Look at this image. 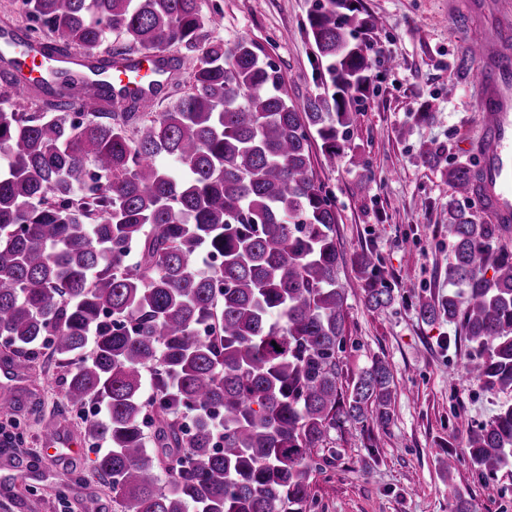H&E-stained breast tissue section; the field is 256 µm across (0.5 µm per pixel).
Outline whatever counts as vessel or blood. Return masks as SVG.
Masks as SVG:
<instances>
[{"instance_id": "obj_1", "label": "vessel or blood", "mask_w": 512, "mask_h": 512, "mask_svg": "<svg viewBox=\"0 0 512 512\" xmlns=\"http://www.w3.org/2000/svg\"><path fill=\"white\" fill-rule=\"evenodd\" d=\"M482 61L498 59L503 68L486 81L487 90L480 103L486 128V146L482 151L481 179L475 196L482 214L493 224H512V50L501 44L478 41L474 44ZM157 58L143 54L123 59L113 65L114 102L123 105L128 93L138 101L152 98L141 89L140 78L156 67Z\"/></svg>"}]
</instances>
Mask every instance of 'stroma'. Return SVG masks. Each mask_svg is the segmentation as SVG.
Instances as JSON below:
<instances>
[{"instance_id":"stroma-1","label":"stroma","mask_w":512,"mask_h":512,"mask_svg":"<svg viewBox=\"0 0 512 512\" xmlns=\"http://www.w3.org/2000/svg\"><path fill=\"white\" fill-rule=\"evenodd\" d=\"M214 20L213 35L242 38L269 50L289 98L304 104L325 93L315 48L306 33L315 0H201ZM363 12L382 17L384 28L365 33L373 47L376 92L350 133L351 155L328 165L320 140L311 151L315 175L336 203V243L344 255L338 279L346 290L343 355L345 377L384 358L395 388L391 419L333 434L335 460L318 474L315 512H454L464 496L471 512H512V465L481 475L464 459L466 432L457 416L488 422L512 393L486 390L466 372L468 349L458 326L447 319L424 321L419 299L448 292L453 246L440 214L453 194L444 171L469 164L479 153L483 114L481 66L459 76L462 47L491 30V19L470 0H360ZM416 112L432 113L413 121ZM380 257L394 290L386 307L364 300L354 258L363 250ZM63 371L55 364L25 379L0 382V403L25 408L23 440L4 435L0 415V512H112L110 490L91 474L98 450L84 444L80 455L50 447L45 425L81 436L84 412L66 407ZM459 461L454 470L440 461Z\"/></svg>"}]
</instances>
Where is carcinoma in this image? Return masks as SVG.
<instances>
[{
	"label": "carcinoma",
	"mask_w": 512,
	"mask_h": 512,
	"mask_svg": "<svg viewBox=\"0 0 512 512\" xmlns=\"http://www.w3.org/2000/svg\"><path fill=\"white\" fill-rule=\"evenodd\" d=\"M19 13L26 25H8L19 36L8 52L38 39L47 59L81 50L103 67L133 50L159 54L155 94L180 65L170 47L201 57L165 112L134 99L115 109L111 78L54 71L37 84L42 111L0 108L5 359L30 373L47 353L69 407H105L84 438L109 445L93 471L112 512H311L330 432L391 418L383 359L340 383L344 258L311 154L317 137L329 162L345 155L354 102L374 82L358 33L383 20L360 0H317L307 35L332 91L300 108L261 46L208 34L200 0H20ZM113 34L123 47L101 50ZM11 63L0 55L6 93ZM447 176L450 290L419 300V314L458 325L471 377L511 392L512 250L500 225L478 221L477 172ZM354 264L366 305L388 304L378 255ZM460 425L481 473L512 462V404Z\"/></svg>",
	"instance_id": "obj_1"
}]
</instances>
